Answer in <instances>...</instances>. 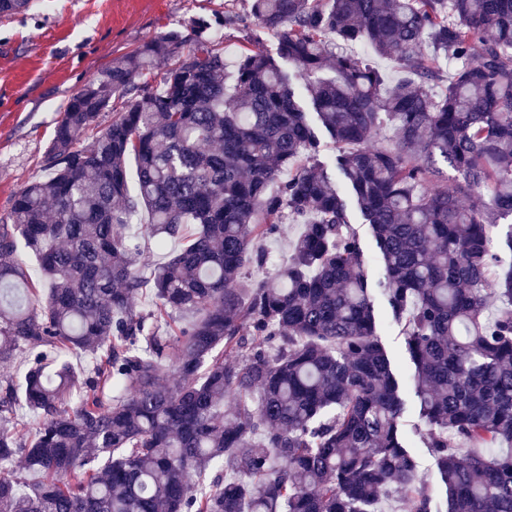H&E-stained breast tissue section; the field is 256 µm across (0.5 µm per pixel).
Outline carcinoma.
I'll list each match as a JSON object with an SVG mask.
<instances>
[{
    "instance_id": "carcinoma-1",
    "label": "carcinoma",
    "mask_w": 512,
    "mask_h": 512,
    "mask_svg": "<svg viewBox=\"0 0 512 512\" xmlns=\"http://www.w3.org/2000/svg\"><path fill=\"white\" fill-rule=\"evenodd\" d=\"M32 3L0 0V18ZM250 13L275 54L248 37L229 67L196 18L113 59L59 114L46 177L0 219V363L26 355L21 382L0 379V512H382L387 490L433 512L376 293L402 325L447 512H512V451L464 448L512 444V267L486 315L492 228L512 218V0H252ZM359 40L399 64L394 82L343 50ZM302 96L340 148L332 169ZM385 121L390 149L373 145ZM438 156L462 182L425 188ZM469 189L487 197L465 205ZM288 216L303 224L288 260L242 296L268 262L258 241ZM133 224L159 248L194 228L146 276ZM23 412L38 419L28 437ZM348 217L352 229H354L360 239L361 246L365 254L366 272L370 278L376 279L382 275L383 267L379 262L370 228L368 224L365 223L358 208L353 204H350L348 207Z\"/></svg>"
}]
</instances>
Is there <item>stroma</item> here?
I'll list each match as a JSON object with an SVG mask.
<instances>
[{
	"mask_svg": "<svg viewBox=\"0 0 512 512\" xmlns=\"http://www.w3.org/2000/svg\"><path fill=\"white\" fill-rule=\"evenodd\" d=\"M251 0H34L24 13L0 18V217L28 182L43 177L46 148L55 120L69 97L112 59L128 54L161 30L198 17L229 16L220 42L234 57L244 31L257 33L259 47L276 44L250 14ZM374 306L383 324L382 342L401 375L411 364L401 328L389 315L384 297ZM412 454L443 512L445 495L434 459L415 428L418 418L403 419Z\"/></svg>",
	"mask_w": 512,
	"mask_h": 512,
	"instance_id": "stroma-1",
	"label": "stroma"
}]
</instances>
